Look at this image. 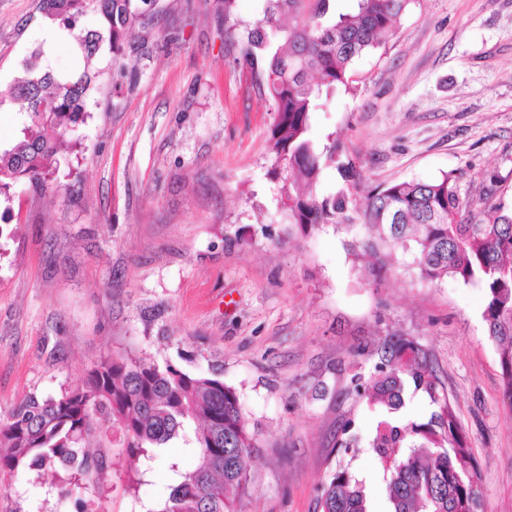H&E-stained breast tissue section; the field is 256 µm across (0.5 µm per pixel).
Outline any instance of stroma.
I'll return each mask as SVG.
<instances>
[{
	"label": "stroma",
	"mask_w": 512,
	"mask_h": 512,
	"mask_svg": "<svg viewBox=\"0 0 512 512\" xmlns=\"http://www.w3.org/2000/svg\"><path fill=\"white\" fill-rule=\"evenodd\" d=\"M38 0H0V84L42 41ZM123 74L105 77L62 162L59 193L29 184L0 196V417L54 395L101 356L215 376L239 393L259 444L241 512H320V486L344 466L370 512H389L366 448L337 443L345 420L375 414L346 392L338 364L391 332L429 352L478 463L483 512H512V419L481 318L479 286L420 281L405 267L368 285L347 249L354 231L289 228L269 200L274 114L252 66L224 36L219 0H161ZM356 95L314 113L372 184L454 175L466 214L483 189L512 206V0H414L394 34L362 58ZM121 445L103 498L10 479L0 512H147L192 470L171 442L130 485Z\"/></svg>",
	"instance_id": "1"
}]
</instances>
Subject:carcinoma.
<instances>
[{
    "label": "carcinoma",
    "mask_w": 512,
    "mask_h": 512,
    "mask_svg": "<svg viewBox=\"0 0 512 512\" xmlns=\"http://www.w3.org/2000/svg\"><path fill=\"white\" fill-rule=\"evenodd\" d=\"M226 31L245 56L263 57L256 72L275 112L270 132L272 173L280 181L277 204L304 236L334 224H363L371 236L350 243L358 261L372 259L368 285L378 288L398 256L419 279L448 278L484 289L482 320L501 369L502 402L512 418V209L498 203L487 218H461L457 181L365 185L342 159L336 140L310 137L311 116L336 90L352 89L353 65L380 48L411 0H354L346 13L333 0H264L263 16L249 25L237 0H220ZM160 0H39L41 19L76 32L77 71L39 67L36 47L22 73L0 88L23 116L20 134L0 145V191L25 180L39 192L61 164V139L89 116L88 103L104 71L122 69L129 38L153 26ZM335 168L346 186L324 194V170ZM368 364L339 368L346 390L377 413L366 448L383 470L390 512H482L475 457L460 416L423 346L387 333L357 348ZM427 397L425 421L407 418L410 394ZM107 423L121 433L122 452L137 482L135 463L155 448L193 432L195 468L172 485L158 512H236L248 490L258 443L243 416L238 392L216 377L171 364L106 355L55 396L30 394L0 419V478L48 475L62 494L101 473L110 447ZM321 512H369L366 487L348 469L321 485Z\"/></svg>",
    "instance_id": "cac0c4a2"
}]
</instances>
